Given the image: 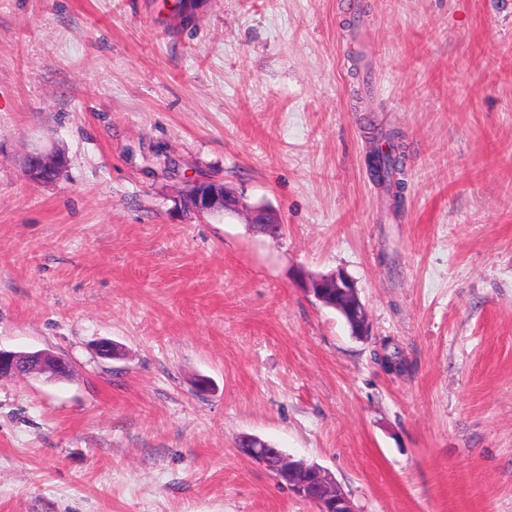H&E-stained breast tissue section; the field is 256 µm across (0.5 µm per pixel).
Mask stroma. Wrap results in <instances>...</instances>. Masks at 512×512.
Listing matches in <instances>:
<instances>
[{
    "label": "stroma",
    "instance_id": "obj_1",
    "mask_svg": "<svg viewBox=\"0 0 512 512\" xmlns=\"http://www.w3.org/2000/svg\"><path fill=\"white\" fill-rule=\"evenodd\" d=\"M198 176L279 236L176 209ZM0 349L70 364L0 379V512H317L244 434L354 512H512V0H0ZM399 145L391 143L389 151H377L371 158V167L373 168L377 181L381 184L393 199V190L395 187L402 189V183L406 188L405 180L396 178V175L403 174L405 154L399 152ZM64 161L57 153H33L23 160V175L32 182L44 183L51 181V177L62 169ZM307 290L325 306L341 313L352 336H370V325L365 307L360 301L354 282L346 275L337 274L310 284ZM266 448H250L252 453L251 459L262 465L268 463L270 459L274 461L275 466L281 470H292L296 467V462L293 461L287 454H284L280 448H274L268 442H265Z\"/></svg>",
    "mask_w": 512,
    "mask_h": 512
}]
</instances>
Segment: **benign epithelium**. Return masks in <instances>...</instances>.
<instances>
[{"label":"benign epithelium","mask_w":512,"mask_h":512,"mask_svg":"<svg viewBox=\"0 0 512 512\" xmlns=\"http://www.w3.org/2000/svg\"><path fill=\"white\" fill-rule=\"evenodd\" d=\"M64 161L55 153H33L23 160L22 172L26 179L44 183L62 169ZM177 209L201 215L229 214L248 210L250 224H278L276 212L261 207L246 208L241 198L223 183L205 177L187 181L177 202ZM308 291L325 306L341 313L346 320L351 335L355 337L370 335V325L365 307L360 301L354 282L346 275L338 274L329 279H320L310 284ZM69 370L68 363L61 357L49 352L20 354L0 349V378H28L32 374H45L57 378ZM252 460L264 465L274 461L281 470H292L296 462L279 448L266 444L264 448H252ZM290 488L297 496L306 499L317 507V512H353L349 500L338 491L335 483L321 469L306 480H300Z\"/></svg>","instance_id":"benign-epithelium-1"}]
</instances>
